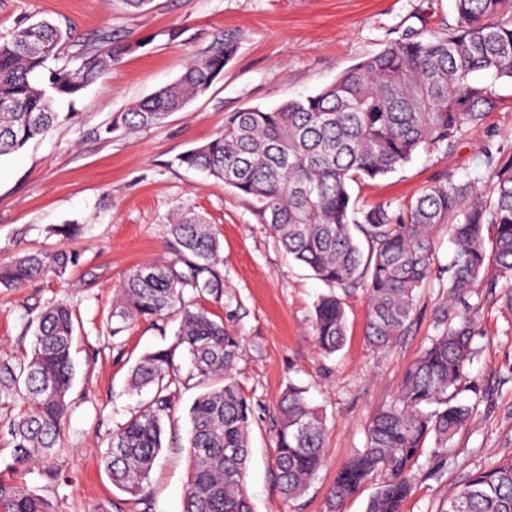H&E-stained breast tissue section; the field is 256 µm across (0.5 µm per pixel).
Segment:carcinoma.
<instances>
[{"label": "carcinoma", "instance_id": "1", "mask_svg": "<svg viewBox=\"0 0 512 512\" xmlns=\"http://www.w3.org/2000/svg\"><path fill=\"white\" fill-rule=\"evenodd\" d=\"M456 28L428 39L410 32L342 72L315 95L265 109L229 113L224 129L180 156V163L207 173L251 201L294 260L334 287L367 278L369 316L365 335L375 347L402 336L417 303V291L435 264L433 231L450 228L456 246L450 265V294L462 300L484 274L506 279L503 297L512 307V165L497 168L492 193L475 181L440 179L396 212L388 204L359 208L351 183L384 177L420 151L450 144L477 125L495 102L473 81L490 71L512 80V0H456ZM109 30L81 40L47 20L26 19L0 37V157L45 135L60 120L58 101L74 104L84 88L141 47ZM237 52L233 37L190 62L173 83L113 114L104 133L129 134L158 125L206 92ZM54 65H48V62ZM493 229L485 240L483 227ZM369 243L363 254L355 238ZM180 259L145 265L121 283V301L110 318L125 324L177 316L178 345L196 375L223 385L197 396L189 408L190 473L183 512H254L245 490L248 435L253 408L231 369L240 337L202 301L218 300L224 280L217 270L221 242L199 215L179 214L170 224ZM79 262L67 248L36 251L0 262V287L21 288L44 275L63 277ZM431 345L406 369L398 398L366 428L365 447L336 474L330 512H341L369 479L382 477L366 512H402L417 481L416 465L428 439L448 442L471 410L452 403L450 389L467 379L473 327L465 317L442 322ZM75 317L53 304L36 316L31 355L0 360V387L23 383V410L9 422V469L25 471L52 454L60 441L70 403ZM314 332L332 355L346 341L347 319L334 292L315 303ZM176 349L143 356L132 368L130 387H150L153 397L112 433L104 463L112 484L135 496L142 492L163 448V418L181 377ZM290 385L279 399L273 469L283 494L300 495L322 466L325 419ZM0 512H50L48 503L22 482L0 478ZM441 512H512V460L481 472L448 500Z\"/></svg>", "mask_w": 512, "mask_h": 512}]
</instances>
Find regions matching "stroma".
<instances>
[{
    "mask_svg": "<svg viewBox=\"0 0 512 512\" xmlns=\"http://www.w3.org/2000/svg\"><path fill=\"white\" fill-rule=\"evenodd\" d=\"M45 17L83 39L101 29L142 48L113 65L82 91L76 117L0 158V261L61 246L78 251L64 279L47 277L17 291L0 290V356L29 353L35 316L51 303L76 312V376L60 445L23 476L52 512H182L190 463L188 410L204 387L177 354L182 382L164 418L163 448L138 497L115 488L103 459L112 434L150 397L129 385L146 353L173 347L176 319L138 320L114 330L109 312L121 299L125 273L173 260L177 247L169 219L179 210L202 214L217 231L224 295L209 307L240 336L232 370L249 398L246 491L255 512H327L337 471L365 445L371 417L395 399L406 368L438 333V318L466 316L475 325L467 379L456 393L471 407L468 423L443 455L442 477H421L403 512H440L476 473L512 459V307L501 288L476 282L465 300L449 301L447 279L418 291L413 322L386 348L365 337L364 285L341 292L348 320L344 347L325 354L314 336V305L330 288L291 260L252 202L223 182L181 166L185 150L211 139L226 113L273 107L320 92L343 71L408 32L430 37L455 26V0H153L150 10L126 12L122 0H0V35L29 16ZM238 51L209 90L164 123L134 135H104L113 113L175 80L191 60L224 35ZM496 101L482 123L448 147L421 151L403 168L351 184L358 206L414 201L440 177L479 179L490 192L495 177L485 149L512 159V81L480 72ZM75 224L70 240L55 227ZM306 387L325 418V458L305 491L285 497L274 482L273 422L288 385Z\"/></svg>",
    "mask_w": 512,
    "mask_h": 512,
    "instance_id": "obj_1",
    "label": "stroma"
}]
</instances>
